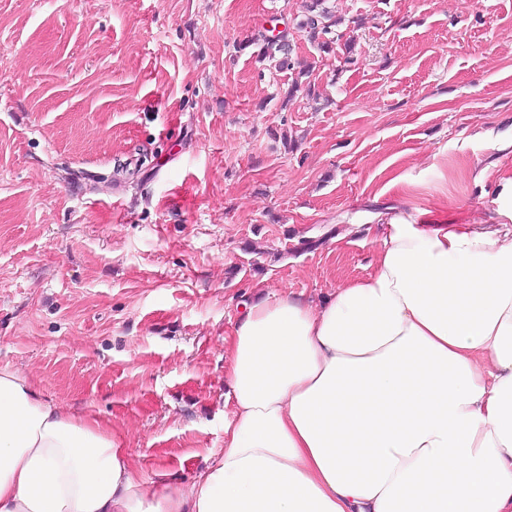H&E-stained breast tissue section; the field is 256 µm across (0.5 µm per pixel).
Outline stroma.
<instances>
[{
    "label": "stroma",
    "mask_w": 512,
    "mask_h": 512,
    "mask_svg": "<svg viewBox=\"0 0 512 512\" xmlns=\"http://www.w3.org/2000/svg\"><path fill=\"white\" fill-rule=\"evenodd\" d=\"M327 5L351 55L304 0H0V367L147 478L223 452L241 303L365 277L388 210L492 223L512 179V0ZM306 4V15L298 24L300 29L307 32L309 40L316 43L318 49L329 54L334 52L336 45L341 46L343 34L333 33L331 31L330 20L331 14L323 7L324 0H308ZM332 35V36H331ZM280 31L276 34L269 36V46L266 44L263 46L261 53L258 54L260 61H269L270 65L274 64V67L279 70H291L292 68V58L290 57L291 48L288 42H285L281 47L279 43ZM270 48H278L272 54L269 50Z\"/></svg>",
    "instance_id": "1"
}]
</instances>
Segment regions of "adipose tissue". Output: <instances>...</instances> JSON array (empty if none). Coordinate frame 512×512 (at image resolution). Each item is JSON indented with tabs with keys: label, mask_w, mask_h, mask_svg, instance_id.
<instances>
[{
	"label": "adipose tissue",
	"mask_w": 512,
	"mask_h": 512,
	"mask_svg": "<svg viewBox=\"0 0 512 512\" xmlns=\"http://www.w3.org/2000/svg\"><path fill=\"white\" fill-rule=\"evenodd\" d=\"M499 224L388 217L370 274L246 303L190 488L0 368V512H512V181Z\"/></svg>",
	"instance_id": "adipose-tissue-1"
}]
</instances>
